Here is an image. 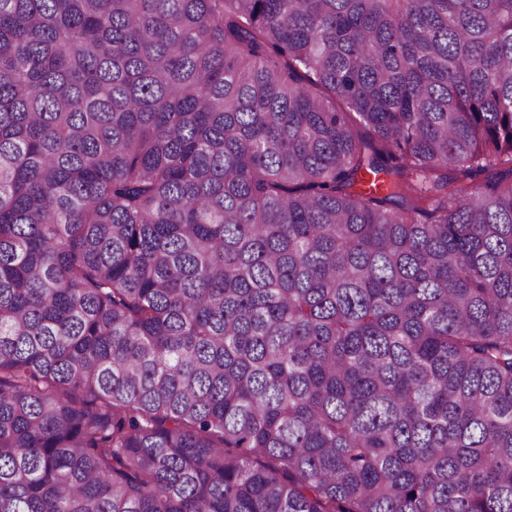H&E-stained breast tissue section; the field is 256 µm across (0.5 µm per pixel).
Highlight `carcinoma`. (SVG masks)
I'll list each match as a JSON object with an SVG mask.
<instances>
[{"instance_id":"obj_1","label":"carcinoma","mask_w":512,"mask_h":512,"mask_svg":"<svg viewBox=\"0 0 512 512\" xmlns=\"http://www.w3.org/2000/svg\"><path fill=\"white\" fill-rule=\"evenodd\" d=\"M0 512H512V0H0Z\"/></svg>"}]
</instances>
